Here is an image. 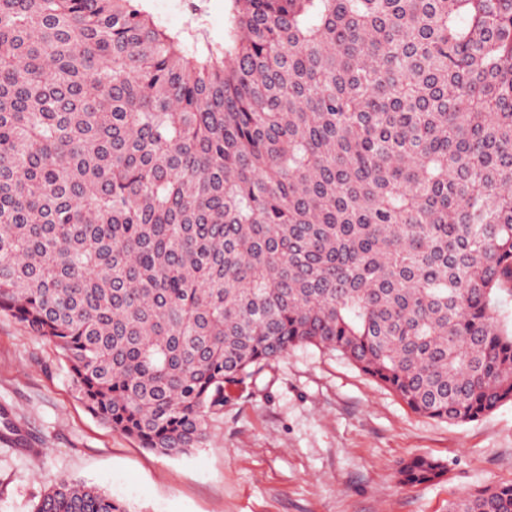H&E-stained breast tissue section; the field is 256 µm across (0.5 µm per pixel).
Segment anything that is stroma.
Instances as JSON below:
<instances>
[{
  "instance_id": "obj_1",
  "label": "stroma",
  "mask_w": 512,
  "mask_h": 512,
  "mask_svg": "<svg viewBox=\"0 0 512 512\" xmlns=\"http://www.w3.org/2000/svg\"><path fill=\"white\" fill-rule=\"evenodd\" d=\"M186 51L223 49L229 0H144ZM431 456L439 482L408 488L400 461ZM68 478L130 512H448L512 482V403L464 424L419 416L337 353L289 350L232 388L202 447L142 448L76 397L54 346L0 313V512H32Z\"/></svg>"
}]
</instances>
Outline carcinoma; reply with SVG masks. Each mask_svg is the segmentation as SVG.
<instances>
[{
    "label": "carcinoma",
    "mask_w": 512,
    "mask_h": 512,
    "mask_svg": "<svg viewBox=\"0 0 512 512\" xmlns=\"http://www.w3.org/2000/svg\"><path fill=\"white\" fill-rule=\"evenodd\" d=\"M231 2L190 54L142 0H0V312L162 455L299 346L426 418L512 403V0ZM34 512L129 510L62 480Z\"/></svg>",
    "instance_id": "1"
}]
</instances>
